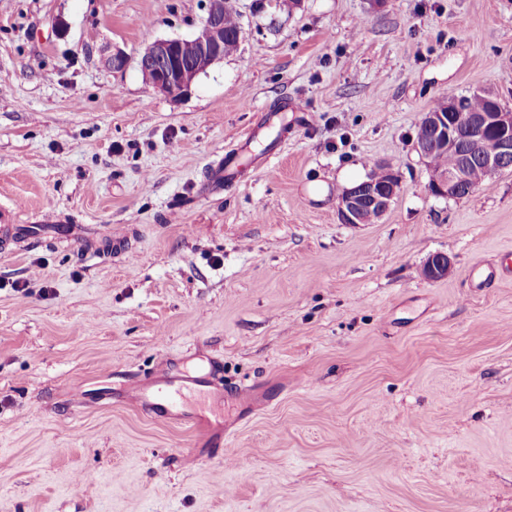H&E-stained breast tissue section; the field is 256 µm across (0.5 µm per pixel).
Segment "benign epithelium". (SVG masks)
I'll return each mask as SVG.
<instances>
[{
  "instance_id": "benign-epithelium-1",
  "label": "benign epithelium",
  "mask_w": 512,
  "mask_h": 512,
  "mask_svg": "<svg viewBox=\"0 0 512 512\" xmlns=\"http://www.w3.org/2000/svg\"><path fill=\"white\" fill-rule=\"evenodd\" d=\"M198 33L196 53L182 54L184 39H161L148 45L139 54L138 68L145 82L155 91L179 98L186 94L197 76L216 62L224 59V0H206V15ZM485 112H466L459 98L447 99L448 111L425 112L420 124L429 138L415 143L423 161H428L431 149L460 150L464 163L448 172L430 171L429 188L432 193L455 197L462 192L472 194L479 190L467 183L468 163L479 159L488 175L506 168L512 160V110L502 107L494 97ZM390 180L378 187L363 184L345 189L339 196L338 215L344 224H373L389 210L398 190L400 176L385 167ZM450 262L442 255L432 256L425 265V276L438 280L448 275Z\"/></svg>"
}]
</instances>
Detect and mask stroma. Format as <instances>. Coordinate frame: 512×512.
Segmentation results:
<instances>
[{
  "instance_id": "obj_1",
  "label": "stroma",
  "mask_w": 512,
  "mask_h": 512,
  "mask_svg": "<svg viewBox=\"0 0 512 512\" xmlns=\"http://www.w3.org/2000/svg\"><path fill=\"white\" fill-rule=\"evenodd\" d=\"M233 5L237 52L172 99L136 60L204 0H0V207L127 246L0 245V512H512V279L469 277L512 256V169L448 198L415 150L443 97L512 108V0ZM374 162L400 192L341 223ZM178 372L252 397L153 418Z\"/></svg>"
}]
</instances>
